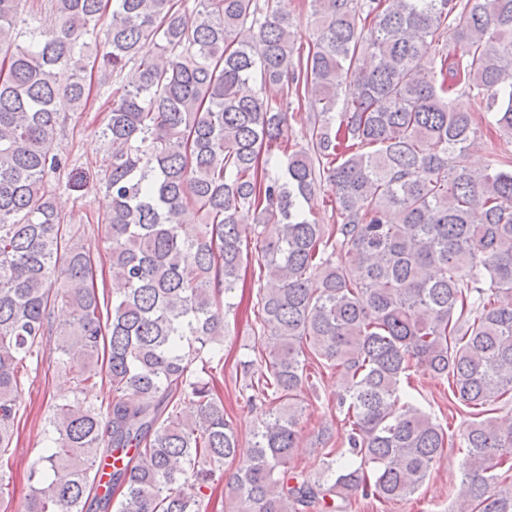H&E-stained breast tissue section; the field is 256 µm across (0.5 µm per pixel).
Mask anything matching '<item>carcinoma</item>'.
Wrapping results in <instances>:
<instances>
[{
    "label": "carcinoma",
    "instance_id": "obj_1",
    "mask_svg": "<svg viewBox=\"0 0 512 512\" xmlns=\"http://www.w3.org/2000/svg\"><path fill=\"white\" fill-rule=\"evenodd\" d=\"M310 7L304 54L279 0H194L191 21L187 0H0V512H208L223 483L231 512L401 502L448 445L404 390L421 372L447 378L448 410L467 414L453 512H512L497 473L512 469V419L495 413L512 402V155L491 141L488 164L467 167L482 130L456 107L478 103L512 143V0ZM363 52L368 71L354 67ZM251 80L260 91L245 95ZM106 87L111 293L58 206L84 176L63 175L53 149L57 102L83 111ZM293 111L305 148L282 139ZM324 182L329 228L305 209ZM248 223L274 342L241 362L242 403L269 406L243 453L221 351ZM52 335L70 386L16 501L22 377ZM328 372L349 457L331 448L313 475L292 452L302 395ZM103 382L112 400L98 405L86 392ZM115 456L102 491L97 466Z\"/></svg>",
    "mask_w": 512,
    "mask_h": 512
}]
</instances>
